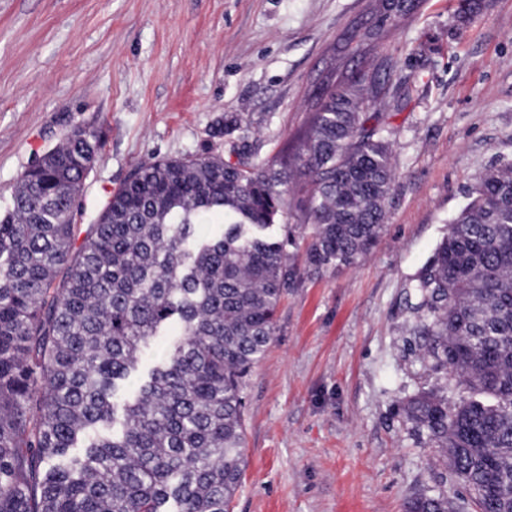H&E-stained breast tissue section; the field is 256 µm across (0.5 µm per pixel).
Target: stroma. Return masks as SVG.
I'll list each match as a JSON object with an SVG mask.
<instances>
[{"label": "stroma", "mask_w": 512, "mask_h": 512, "mask_svg": "<svg viewBox=\"0 0 512 512\" xmlns=\"http://www.w3.org/2000/svg\"><path fill=\"white\" fill-rule=\"evenodd\" d=\"M370 0H0V210L35 156L74 126L103 147L83 223L140 163L229 155L251 163L305 125L328 63L385 82L388 221L359 264L288 289L243 390L246 462L234 512H406L439 484L399 406L426 384L406 292L466 193L512 161V0H419L380 47L351 40Z\"/></svg>", "instance_id": "obj_1"}]
</instances>
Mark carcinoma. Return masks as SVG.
Wrapping results in <instances>:
<instances>
[{
	"instance_id": "carcinoma-1",
	"label": "carcinoma",
	"mask_w": 512,
	"mask_h": 512,
	"mask_svg": "<svg viewBox=\"0 0 512 512\" xmlns=\"http://www.w3.org/2000/svg\"><path fill=\"white\" fill-rule=\"evenodd\" d=\"M415 0H376L379 40ZM380 84L323 80L272 164L143 163L79 236L92 127L37 157L0 214V512H230L245 460L242 386L301 275L376 245L395 173ZM305 194L296 230L273 227ZM413 335L442 375L401 403L474 512H512V163L486 171L412 278ZM466 396L448 402V388ZM407 512H461L415 493Z\"/></svg>"
}]
</instances>
